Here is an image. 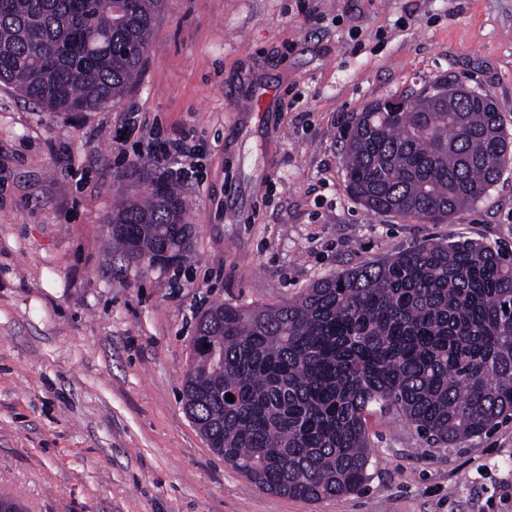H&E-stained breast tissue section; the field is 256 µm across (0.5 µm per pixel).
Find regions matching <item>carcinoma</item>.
<instances>
[{"mask_svg":"<svg viewBox=\"0 0 512 512\" xmlns=\"http://www.w3.org/2000/svg\"><path fill=\"white\" fill-rule=\"evenodd\" d=\"M163 0H7L0 83L49 112L119 103L152 48ZM438 77L407 111L353 113L346 190L376 215L437 223L484 198L512 162L493 97ZM147 193L112 208L124 259L188 251L179 188L133 164ZM232 394L235 401L226 400ZM183 406L208 446L250 483L317 501L360 491L366 416L393 410L447 448L512 417V254L423 241L323 278L275 307L217 304L196 324Z\"/></svg>","mask_w":512,"mask_h":512,"instance_id":"cac0c4a2","label":"carcinoma"}]
</instances>
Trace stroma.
<instances>
[{"label": "stroma", "mask_w": 512, "mask_h": 512, "mask_svg": "<svg viewBox=\"0 0 512 512\" xmlns=\"http://www.w3.org/2000/svg\"><path fill=\"white\" fill-rule=\"evenodd\" d=\"M438 76L489 92L512 129V0H165L119 104L48 112L0 83V494L22 512H512L511 419L438 448L374 411L365 487L312 502L248 482L181 399L215 303L278 306L432 238L512 252V164L445 224L345 189L351 114ZM186 132V259L110 256L113 200L145 188L132 164L173 178L147 143Z\"/></svg>", "instance_id": "stroma-1"}]
</instances>
